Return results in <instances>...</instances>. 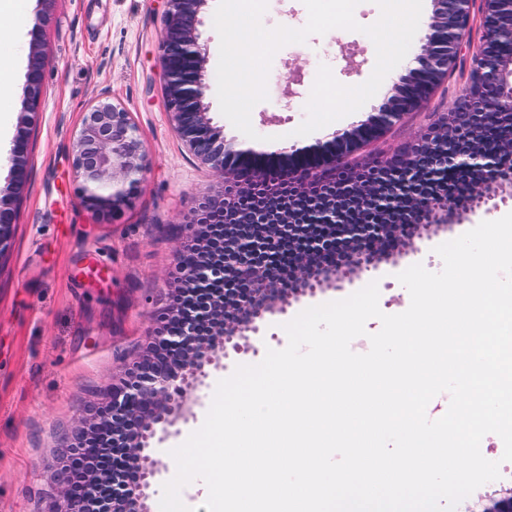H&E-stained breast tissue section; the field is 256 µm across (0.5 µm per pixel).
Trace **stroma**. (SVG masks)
<instances>
[{
  "label": "stroma",
  "mask_w": 512,
  "mask_h": 512,
  "mask_svg": "<svg viewBox=\"0 0 512 512\" xmlns=\"http://www.w3.org/2000/svg\"><path fill=\"white\" fill-rule=\"evenodd\" d=\"M218 2L207 0L199 27L208 46L205 102L214 125L237 149L275 160L289 147L333 149L331 135L300 136L296 130L307 117L305 105L320 66H328L345 86L361 85L372 74L376 55L363 29L380 17L374 0L356 7L359 30L312 35L277 51L268 98L251 113L254 140L220 112L219 35L213 25ZM25 24L41 28L47 60L27 184L0 260V512H47L73 428L146 349L156 317L174 292L170 272L184 215L195 198L222 186L187 151L168 113L164 0H53L47 8L34 0ZM469 72V65H461L416 111L375 140L344 152V161L370 166L412 143L463 95ZM101 93L130 112L145 153L137 187L109 219L82 206L71 156L82 114ZM489 218L482 210L460 215L455 223L414 238L410 255L381 262L352 280L326 283L292 300L285 312L266 315L256 353L230 354L221 368L211 369L207 395H214L237 365L261 362L267 349H284L285 323L308 307L344 299L374 281L382 312L397 313L398 273L418 263L441 268L436 246ZM205 408L188 397L170 436L152 441L160 473L146 491L148 512H160L170 451Z\"/></svg>",
  "instance_id": "obj_1"
}]
</instances>
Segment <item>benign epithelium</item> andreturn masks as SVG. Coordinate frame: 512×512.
Masks as SVG:
<instances>
[{
    "label": "benign epithelium",
    "mask_w": 512,
    "mask_h": 512,
    "mask_svg": "<svg viewBox=\"0 0 512 512\" xmlns=\"http://www.w3.org/2000/svg\"><path fill=\"white\" fill-rule=\"evenodd\" d=\"M165 2L162 64L174 128L216 175L234 167L236 184L205 198L184 226L187 244L176 253L178 286L164 324L127 379L73 430L54 512H145V490L158 474L147 449L157 433L169 435L186 397L207 386L208 368L221 367L226 344L249 351L246 341L265 315L285 311L296 287L312 293L331 276L351 278L382 258L407 255L430 225L465 211L496 210L512 190V54L498 51L503 39L512 40V0H432L419 67L376 116L342 135V147L354 149L402 120L458 68L469 47L471 91L341 201L336 187L355 183L360 172L344 167L339 155L293 150L283 165H255L220 135L204 103L207 49L198 26L207 0ZM476 18L482 35L473 48ZM32 47L24 114L37 111L41 96L38 29ZM29 140L27 129L8 158L15 200L27 179ZM72 152L81 204L98 215L115 213L143 171V145L129 113L98 96ZM390 170L400 178L378 179ZM14 219L15 208L1 197L0 255ZM104 432L112 439L110 458L99 451Z\"/></svg>",
    "instance_id": "7a95c632"
}]
</instances>
